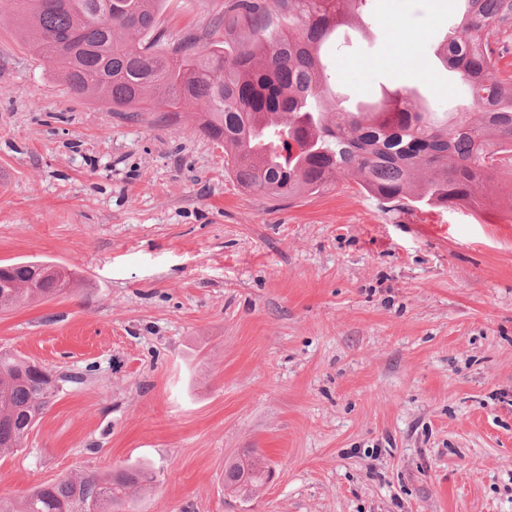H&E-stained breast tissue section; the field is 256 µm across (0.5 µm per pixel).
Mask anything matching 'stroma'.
Masks as SVG:
<instances>
[{"label": "stroma", "mask_w": 512, "mask_h": 512, "mask_svg": "<svg viewBox=\"0 0 512 512\" xmlns=\"http://www.w3.org/2000/svg\"><path fill=\"white\" fill-rule=\"evenodd\" d=\"M223 14L169 0L162 22ZM460 17L370 0L320 49L336 101L469 110L433 61ZM482 196L402 211L339 176L265 199L191 118L71 93L0 0V262L77 274L0 314V352L74 378L0 457V494L129 464L155 475L134 512H512V178ZM249 448L273 477L246 500L224 466Z\"/></svg>", "instance_id": "stroma-1"}]
</instances>
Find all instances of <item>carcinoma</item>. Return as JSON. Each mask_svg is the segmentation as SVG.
Returning a JSON list of instances; mask_svg holds the SVG:
<instances>
[{
	"label": "carcinoma",
	"mask_w": 512,
	"mask_h": 512,
	"mask_svg": "<svg viewBox=\"0 0 512 512\" xmlns=\"http://www.w3.org/2000/svg\"><path fill=\"white\" fill-rule=\"evenodd\" d=\"M22 0L21 31L75 94L114 112L201 111L195 129L224 145V163L244 188L273 200L318 194L338 173L357 177L382 205L480 207L493 170L512 167V76H499L503 48L484 37L498 28L512 38V0H464L459 24L437 59L467 85L472 111L450 116L411 106L398 91L370 112H345L329 100L321 43L362 0H224V40L195 50L189 34L165 40L164 0ZM274 143L270 162L254 158L259 141ZM422 172L428 178L417 183ZM0 267V313L70 291L73 273ZM74 377L0 352V454L23 446L29 430ZM264 458L248 450L226 464L224 489L252 497L268 483ZM151 472L130 465L100 477L67 475L21 496L0 495V512H130Z\"/></svg>",
	"instance_id": "1"
}]
</instances>
